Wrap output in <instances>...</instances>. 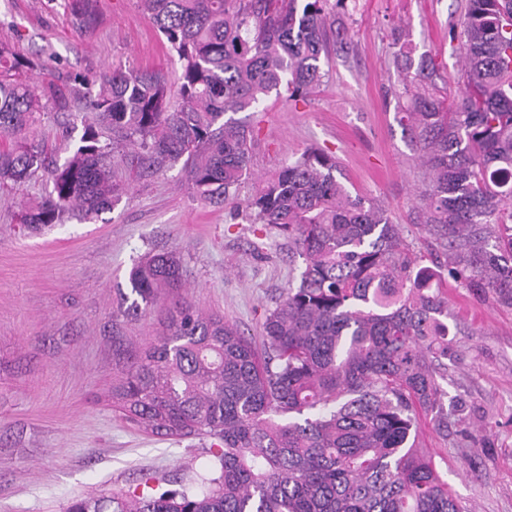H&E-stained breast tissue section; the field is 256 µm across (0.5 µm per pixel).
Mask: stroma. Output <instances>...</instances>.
Segmentation results:
<instances>
[{
    "label": "stroma",
    "mask_w": 512,
    "mask_h": 512,
    "mask_svg": "<svg viewBox=\"0 0 512 512\" xmlns=\"http://www.w3.org/2000/svg\"><path fill=\"white\" fill-rule=\"evenodd\" d=\"M97 27L76 32L64 0H0V41L46 73L158 68L178 79L176 56L134 0H96ZM466 0H344L335 6L327 76L307 98L269 94L250 117L255 145L240 199L309 148L336 157L354 196L381 205L410 254L442 266V249L419 221L421 170L399 122L410 102L394 60L402 33L413 61L433 58L440 96L458 89L453 26ZM90 112H46L31 135L57 161L72 156ZM38 177L0 191V512H66L71 501L129 492L143 482L178 489L200 472L209 441L146 433L106 398L131 345L162 332V313L122 316L129 273L146 255L183 262V297L259 337L266 309L299 275L302 260L275 228L245 209L194 196L181 166L146 172L111 211L64 215L32 229L22 207L50 191ZM452 338L442 383L446 409L468 425L447 436L423 428L454 495L468 512H512V306L479 288L448 284Z\"/></svg>",
    "instance_id": "obj_1"
}]
</instances>
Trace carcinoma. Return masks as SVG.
I'll use <instances>...</instances> for the list:
<instances>
[{
    "mask_svg": "<svg viewBox=\"0 0 512 512\" xmlns=\"http://www.w3.org/2000/svg\"><path fill=\"white\" fill-rule=\"evenodd\" d=\"M73 27L93 29L94 0H65ZM327 0H136L176 53L177 96L161 70L59 73L0 44V186L48 175L52 188L21 223L111 209L126 191L112 141L159 171L183 162L197 199L234 204L249 174L253 133L235 114L274 92L295 100L320 85ZM464 87L452 109L405 79L400 117L420 148L423 224L448 273L512 305V0H467L459 21ZM97 118L59 165L28 138L46 107ZM336 160L307 150L247 199L253 222L285 234L302 258L298 283L266 310L262 347L237 324L186 301L168 253L129 274L123 315L145 316L166 291L164 329L112 380V410L158 436L209 439L205 473L180 491L78 497L67 512H464L422 421L448 435L440 379L448 364V295L440 272L406 252L386 211L352 196Z\"/></svg>",
    "mask_w": 512,
    "mask_h": 512,
    "instance_id": "1",
    "label": "carcinoma"
}]
</instances>
